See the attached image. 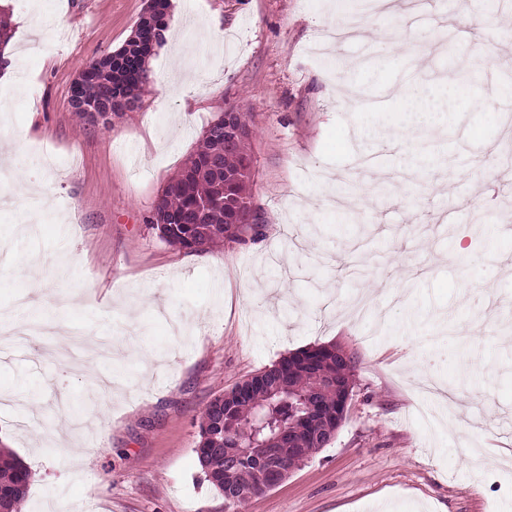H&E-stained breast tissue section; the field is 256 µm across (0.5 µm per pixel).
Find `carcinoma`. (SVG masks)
<instances>
[{
  "label": "carcinoma",
  "mask_w": 512,
  "mask_h": 512,
  "mask_svg": "<svg viewBox=\"0 0 512 512\" xmlns=\"http://www.w3.org/2000/svg\"><path fill=\"white\" fill-rule=\"evenodd\" d=\"M149 79L142 64H121L109 57L93 62L82 92L97 101L114 91L129 101ZM220 147L210 137L177 174L179 181L163 194L156 205L151 228L170 246L197 251L237 237L240 225L226 223L224 200L248 199L251 161L248 144L243 143L221 156L222 169L242 178L224 192V179L208 165ZM355 358L349 354L336 361V347L306 349L279 360L270 369L277 372L274 388L241 385L231 388L232 396L214 397L206 406L194 449L206 481L221 495L239 488L224 476L226 448L272 447L274 457L297 466L315 450L326 445L323 437L338 430L346 418L354 388ZM31 474L16 455L0 448V512H17L26 497Z\"/></svg>",
  "instance_id": "1"
}]
</instances>
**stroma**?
<instances>
[{
	"instance_id": "1",
	"label": "stroma",
	"mask_w": 512,
	"mask_h": 512,
	"mask_svg": "<svg viewBox=\"0 0 512 512\" xmlns=\"http://www.w3.org/2000/svg\"><path fill=\"white\" fill-rule=\"evenodd\" d=\"M9 65L0 137L18 158L0 209V315L55 333L0 344V448L31 473L21 512H512V96L486 79L480 136L412 123L413 70L439 95L454 62L437 48L439 0L412 21H368L358 40L314 48L348 10L336 0H171L131 110L84 125L70 84L131 35L145 0H5ZM478 21L459 58L512 56V16L458 0ZM219 26L229 42L203 38ZM413 50L393 54L386 35ZM253 130L248 186L261 234L196 252L149 218L218 112ZM447 144L468 179L409 174L391 133ZM376 160L364 203L338 188ZM37 256L34 279L19 272ZM335 345L355 388L334 440L279 486L227 504L197 463L205 406L291 352Z\"/></svg>"
}]
</instances>
